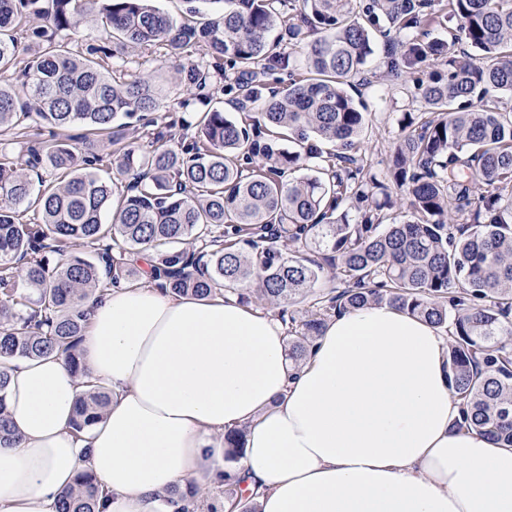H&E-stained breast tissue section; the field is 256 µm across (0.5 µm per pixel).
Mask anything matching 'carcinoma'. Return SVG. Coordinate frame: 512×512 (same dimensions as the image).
<instances>
[{
  "instance_id": "obj_1",
  "label": "carcinoma",
  "mask_w": 512,
  "mask_h": 512,
  "mask_svg": "<svg viewBox=\"0 0 512 512\" xmlns=\"http://www.w3.org/2000/svg\"><path fill=\"white\" fill-rule=\"evenodd\" d=\"M153 2L0 0V75L26 57L23 92L0 82V358L62 355L87 377L81 305L131 281L129 257L147 245L172 294L279 308L297 364L339 313L385 303L423 318L448 335L456 427L512 447V113L497 107L512 94V0H210L221 13L198 26ZM453 18L450 39L429 37ZM84 19L107 42L75 53L56 43ZM378 33L400 37L387 74L411 79L426 108L403 114L386 181L364 152L366 104L347 91ZM157 45L185 60L193 123L152 117L153 76L112 77L125 49ZM200 48L204 65L192 60ZM296 48L306 77H294ZM218 76L234 116L212 106ZM32 117L50 143L28 140ZM131 127L151 128L149 150L127 139ZM98 134L111 152L90 147ZM23 140L25 173L9 150ZM104 168L126 180L117 203ZM394 188L410 218L388 224ZM29 210L38 222L23 221ZM74 240L89 254H68ZM50 253L65 260L52 267ZM323 278L345 287L289 311ZM108 402L91 385L75 431ZM239 490L224 482L230 512H255ZM98 506L83 471L61 512Z\"/></svg>"
}]
</instances>
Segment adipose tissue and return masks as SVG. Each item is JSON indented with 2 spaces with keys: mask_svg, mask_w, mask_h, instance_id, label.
I'll list each match as a JSON object with an SVG mask.
<instances>
[{
  "mask_svg": "<svg viewBox=\"0 0 512 512\" xmlns=\"http://www.w3.org/2000/svg\"><path fill=\"white\" fill-rule=\"evenodd\" d=\"M85 309L83 363L109 403L75 434L84 387L63 357L0 362L14 430L0 512H59L83 469L101 512H177V492L230 474L260 512H512V447L455 428L446 342L422 318L336 315L297 364L271 314L168 294L146 273Z\"/></svg>",
  "mask_w": 512,
  "mask_h": 512,
  "instance_id": "obj_1",
  "label": "adipose tissue"
}]
</instances>
